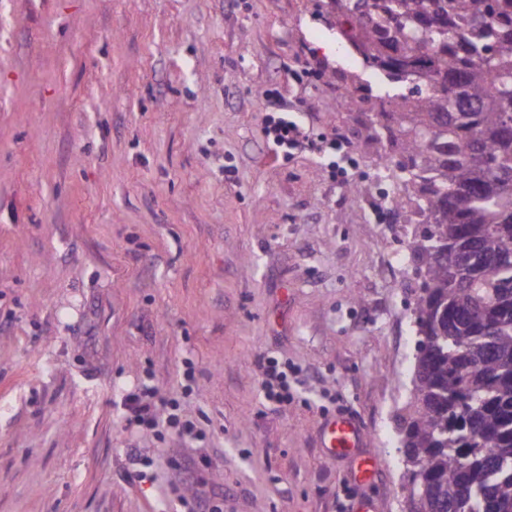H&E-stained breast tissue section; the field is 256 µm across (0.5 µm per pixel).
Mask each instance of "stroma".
Here are the masks:
<instances>
[{
    "label": "stroma",
    "instance_id": "1",
    "mask_svg": "<svg viewBox=\"0 0 512 512\" xmlns=\"http://www.w3.org/2000/svg\"><path fill=\"white\" fill-rule=\"evenodd\" d=\"M379 89L312 0H0V512H169L180 457L224 512H339L327 393L381 462L366 495L407 512L422 227L376 176ZM266 90L309 145L271 148ZM261 353L308 373L286 407ZM144 380L202 447L125 430Z\"/></svg>",
    "mask_w": 512,
    "mask_h": 512
}]
</instances>
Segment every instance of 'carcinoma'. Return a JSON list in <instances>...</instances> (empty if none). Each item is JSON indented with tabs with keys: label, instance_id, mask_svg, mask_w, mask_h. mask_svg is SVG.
<instances>
[{
	"label": "carcinoma",
	"instance_id": "carcinoma-1",
	"mask_svg": "<svg viewBox=\"0 0 512 512\" xmlns=\"http://www.w3.org/2000/svg\"><path fill=\"white\" fill-rule=\"evenodd\" d=\"M371 70L409 259V512H512V0H322ZM401 160H394V155Z\"/></svg>",
	"mask_w": 512,
	"mask_h": 512
}]
</instances>
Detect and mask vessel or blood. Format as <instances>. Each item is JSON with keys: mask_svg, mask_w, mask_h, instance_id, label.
<instances>
[{"mask_svg": "<svg viewBox=\"0 0 512 512\" xmlns=\"http://www.w3.org/2000/svg\"><path fill=\"white\" fill-rule=\"evenodd\" d=\"M367 434L357 420L338 415L326 420L321 428V446L331 458L353 459L362 480H371L380 469L378 460L364 454Z\"/></svg>", "mask_w": 512, "mask_h": 512, "instance_id": "vessel-or-blood-1", "label": "vessel or blood"}]
</instances>
